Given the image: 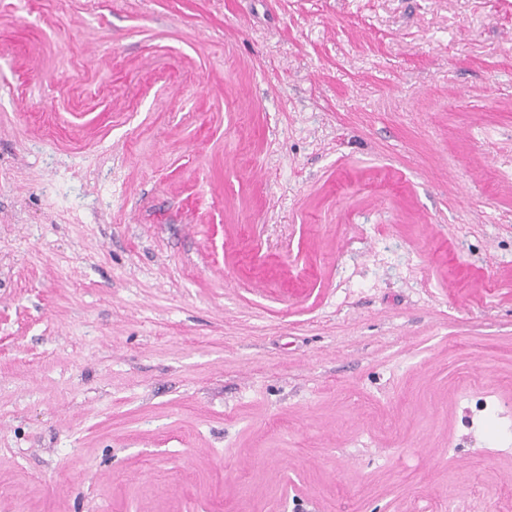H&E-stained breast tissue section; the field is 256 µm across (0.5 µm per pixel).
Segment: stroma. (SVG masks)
<instances>
[{
  "label": "stroma",
  "instance_id": "1",
  "mask_svg": "<svg viewBox=\"0 0 512 512\" xmlns=\"http://www.w3.org/2000/svg\"><path fill=\"white\" fill-rule=\"evenodd\" d=\"M0 512H512V0H0Z\"/></svg>",
  "mask_w": 512,
  "mask_h": 512
}]
</instances>
